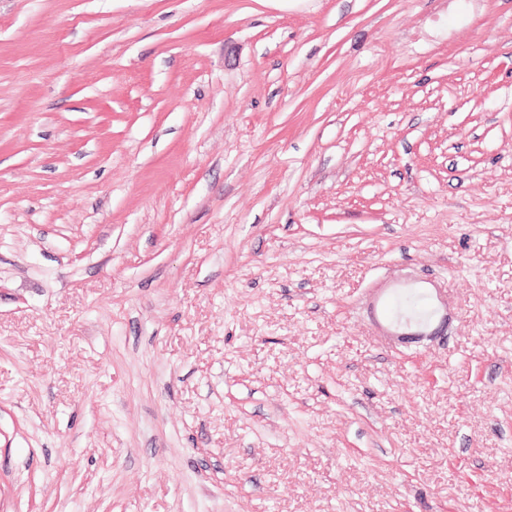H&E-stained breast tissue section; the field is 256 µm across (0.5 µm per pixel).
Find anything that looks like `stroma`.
Wrapping results in <instances>:
<instances>
[{
    "mask_svg": "<svg viewBox=\"0 0 512 512\" xmlns=\"http://www.w3.org/2000/svg\"><path fill=\"white\" fill-rule=\"evenodd\" d=\"M0 512H512V0H0ZM394 308L398 315L412 319H425L430 314V302L421 293L407 289L395 299Z\"/></svg>",
    "mask_w": 512,
    "mask_h": 512,
    "instance_id": "stroma-1",
    "label": "stroma"
}]
</instances>
